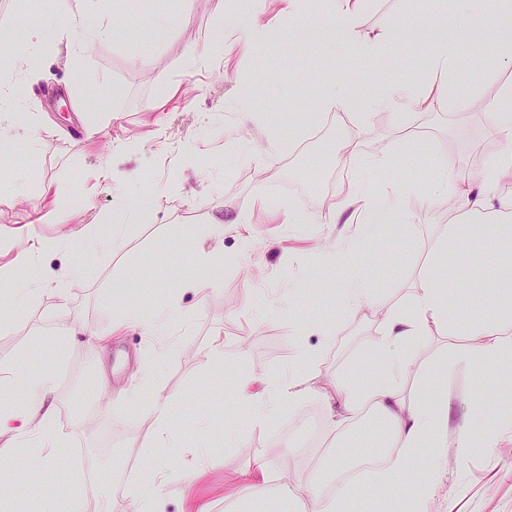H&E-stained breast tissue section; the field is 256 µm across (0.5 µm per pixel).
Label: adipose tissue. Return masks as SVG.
Wrapping results in <instances>:
<instances>
[{
    "instance_id": "1",
    "label": "adipose tissue",
    "mask_w": 512,
    "mask_h": 512,
    "mask_svg": "<svg viewBox=\"0 0 512 512\" xmlns=\"http://www.w3.org/2000/svg\"><path fill=\"white\" fill-rule=\"evenodd\" d=\"M364 0H334L339 22L337 36L351 49L368 55L385 51L388 43L402 37L399 29H390L372 38H363L359 20ZM431 72L437 84L419 89L408 84H395L372 96L368 110L432 111L448 98V76L464 71L465 66L455 43L441 39L430 58ZM35 73L24 70L12 84L0 85V147L14 144L17 128H33L38 124L35 114L23 107L24 95L32 85ZM483 119L498 136L500 148L490 158L480 178L461 174L452 158H442L441 176L429 185L434 195H445L455 215L449 218L435 249L464 258L480 250L482 237H491L492 251L483 259L493 268L497 285L494 299L486 295L448 299V282L438 265L423 267L414 280L405 304L388 303L361 270H354L344 281L342 296L348 312L369 310L379 313L381 335L372 345L379 373L375 382L364 386L350 377L327 391L315 383L320 352L301 346L287 377L269 378L258 373L245 375L239 385L241 404L254 411L253 421L268 425L285 408L296 407L304 400L319 397L325 407L324 425L336 431L351 422L371 415L383 425L385 447L395 449L389 464L373 471L361 483L335 482L331 489L319 492L314 512H347L350 502L374 488L403 484L409 462L429 453L433 475L425 483L417 499L428 503L443 477L442 450L454 445L459 457H467L473 440L467 430L456 437L448 435L449 400H435L425 395L410 396L404 391L408 378L420 370V349L441 338L467 337L465 345L455 348L450 364L481 373L499 370L512 373V196L500 192L503 184L512 182V110L485 106ZM396 197L377 202L366 190L356 189L343 195L328 213L329 221L341 225L336 238V259L343 262L358 248L360 232H374L392 223L398 210ZM359 223L360 232L348 226ZM80 243L86 248L97 245L98 239L89 229L69 228L62 238L38 242L24 247L17 236L0 235V288L9 299L24 302L51 292L64 295L76 273L74 263L58 266L43 263L62 244ZM12 387L21 388V399L0 400V437H9L11 445L20 446L28 463L34 468H47L60 457L62 438L55 425L54 399L57 379L52 370L30 375L19 373L11 380ZM148 392L145 412L154 427L145 456L156 449L171 448L175 438L169 428L172 395L158 388L152 375H145L138 391H121L126 402H134L140 392ZM159 472H152L137 482L124 500L105 495L100 512H160L155 494ZM271 477L265 464H258L235 490V499L244 505L265 498L271 491ZM279 504L293 510L302 500L305 488L301 483L283 484Z\"/></svg>"
}]
</instances>
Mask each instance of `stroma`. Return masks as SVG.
Masks as SVG:
<instances>
[{"label":"stroma","instance_id":"1","mask_svg":"<svg viewBox=\"0 0 512 512\" xmlns=\"http://www.w3.org/2000/svg\"><path fill=\"white\" fill-rule=\"evenodd\" d=\"M79 6L86 29L48 41L24 103L45 128L35 156L0 155V230L21 228L37 240L58 238L76 224L92 225L99 235H118L122 246L91 250L64 298L44 294L0 324V377L55 369V417L66 442L60 459L37 474L22 455L0 447V482L11 489L0 512H65L75 497L82 512H97L103 492L125 496L152 465L164 472V512H182L188 495L212 502L213 512H233V504L217 493L233 492L258 452L273 474L315 487L326 483L343 457L371 455L369 438L351 434L345 453L302 448L306 415L324 416L315 397L269 427H253L250 410L237 401L239 379L251 371L287 375L299 343L322 346L320 336L298 334V321L310 318L333 338L322 346L318 385L332 388L353 373L363 383L372 381L369 353L380 325L374 315L346 312L340 289L350 267L364 270L393 303L405 299L430 262L446 272L452 296L485 286L479 276L482 258L463 264L434 252L448 211L443 201L427 198L425 189L437 177L442 156H454L468 170L482 167L499 149L481 113L459 109L455 102L497 101L500 86L512 81L511 73L498 68L502 30L512 27V13L501 0H481L471 30L456 32L448 0H366L360 19L364 35L412 31L384 55L366 57L310 34L312 26L335 24L323 5L307 18L308 30L299 38L285 33L273 42L247 39L251 18L241 14L238 0H80ZM163 14L182 21L134 39L101 41L90 33L100 20L119 25ZM224 23L236 29L234 45L229 55L214 58L205 48ZM444 35L454 37L463 56L480 61L476 70L449 81L447 103L423 115H320L326 76L359 98L394 83L431 84L428 56ZM139 57L149 58L150 67L136 65ZM173 87L178 95L167 98ZM242 112L256 113V122L241 126ZM404 126L421 131L427 158L401 155ZM130 138L140 142V150L124 148ZM351 139L359 156L348 161L341 150ZM383 148L398 169L405 231L399 236L392 227L378 228L362 238L349 266H337L332 252L337 228L327 219L329 207L303 191L297 172L315 163L331 194L350 183L384 197L390 189L370 163ZM105 169L112 170V183L101 181ZM129 171L143 175V182L124 180ZM145 191L161 197L151 221L113 225V212ZM263 201L283 213L291 207L308 211L313 221L267 223L259 208ZM218 205L248 217L245 234L211 233L209 216ZM49 210L59 211L62 223L40 221V213ZM202 253L210 256L208 266L197 263ZM189 274L218 283L200 297L182 286ZM156 311L168 317L161 334L117 327L127 313ZM65 321L84 335L57 344L53 360H46L38 344L52 341L53 329ZM107 332L113 354L127 358L112 377L113 390L135 389L153 366L165 392L176 396L170 428L177 445L159 449L153 459L141 453L151 441L150 422L132 408L113 414L96 390L98 350L85 336ZM217 347L223 352L220 365L212 360ZM414 387L451 396L452 435L464 424L480 439L499 410L492 387H478L466 369L417 379ZM478 393L486 406L482 418L471 412ZM233 431L246 438V447H226L225 437ZM495 455L498 464L491 469L484 449L472 448L463 461L456 449L447 448L431 512L452 506L457 512H512V439H503ZM408 471L409 484L354 499L350 512H411L413 491L431 478L432 463L422 456L410 461ZM35 474L50 483L49 491L32 484Z\"/></svg>","mask_w":512,"mask_h":512}]
</instances>
